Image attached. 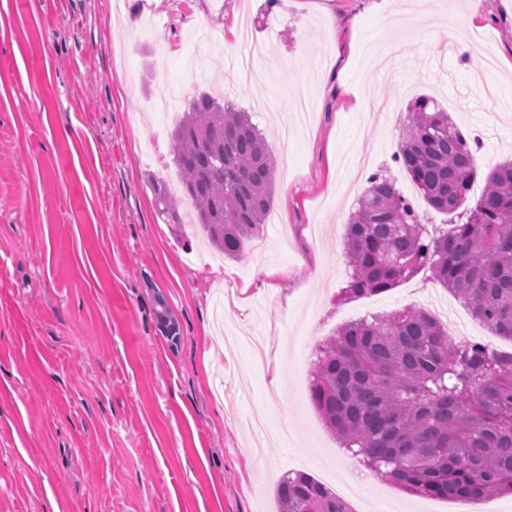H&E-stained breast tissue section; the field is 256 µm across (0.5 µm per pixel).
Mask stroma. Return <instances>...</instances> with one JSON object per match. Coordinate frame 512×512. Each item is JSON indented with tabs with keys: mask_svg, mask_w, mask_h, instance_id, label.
Wrapping results in <instances>:
<instances>
[{
	"mask_svg": "<svg viewBox=\"0 0 512 512\" xmlns=\"http://www.w3.org/2000/svg\"><path fill=\"white\" fill-rule=\"evenodd\" d=\"M487 68L429 0H0V512H278L276 486L336 476L352 512H512V495L421 497L358 467L309 396L339 327L404 307L487 330L426 271L343 293L348 215L391 178L412 98L512 156V0H457ZM396 46L366 75V46ZM201 91L251 112L277 162L264 251L208 250L171 132ZM177 323L163 335L157 301Z\"/></svg>",
	"mask_w": 512,
	"mask_h": 512,
	"instance_id": "stroma-1",
	"label": "stroma"
}]
</instances>
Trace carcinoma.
I'll use <instances>...</instances> for the list:
<instances>
[{
	"label": "carcinoma",
	"mask_w": 512,
	"mask_h": 512,
	"mask_svg": "<svg viewBox=\"0 0 512 512\" xmlns=\"http://www.w3.org/2000/svg\"><path fill=\"white\" fill-rule=\"evenodd\" d=\"M172 138L174 164L207 240L243 256L274 202L275 156L248 113L203 92ZM399 159L428 205L453 216L429 235L393 182L375 180L350 212L345 249L357 297L426 268L496 335L512 339V159L466 207L473 147L427 96L409 105ZM160 215L178 220L166 188ZM310 397L327 426L377 475L431 498L512 493V352L460 346L429 312L404 307L340 327L316 350ZM281 512H352L314 476H285Z\"/></svg>",
	"instance_id": "cac0c4a2"
}]
</instances>
